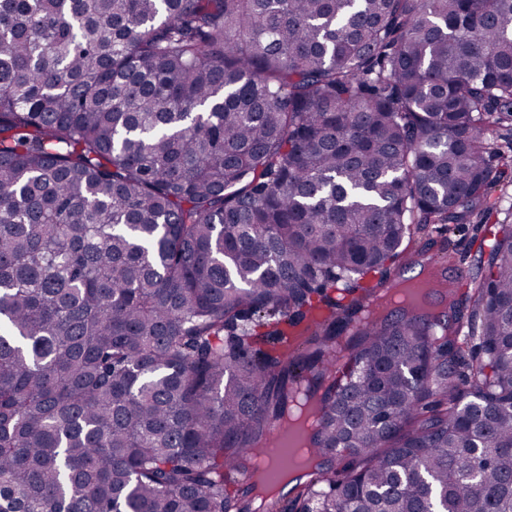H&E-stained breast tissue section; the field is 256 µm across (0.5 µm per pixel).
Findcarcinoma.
I'll return each mask as SVG.
<instances>
[{
    "instance_id": "carcinoma-1",
    "label": "carcinoma",
    "mask_w": 512,
    "mask_h": 512,
    "mask_svg": "<svg viewBox=\"0 0 512 512\" xmlns=\"http://www.w3.org/2000/svg\"><path fill=\"white\" fill-rule=\"evenodd\" d=\"M505 183L512 0H0V512H250L301 379L267 512H512V224L359 317ZM463 224L459 226H451L449 231L440 233L429 232L420 233L417 235L418 245L424 242H432L434 244L426 246V252L424 254L432 257V265H436L440 270H443L445 265L443 264L441 248L445 244L448 247V251L452 252L455 256V260L448 265V269L444 270L448 279L454 281L456 288H460L459 292L463 293L465 283L468 279L472 260L476 254L477 243L474 242L476 235L475 225ZM431 239V241H427ZM420 242V243H419ZM409 303L408 290L403 282H397L383 290L378 301L374 304L375 313L383 311L384 313L394 312L406 308ZM300 399L296 400V409L289 413L288 418L279 422V431L281 437L288 435V430L299 426L303 434L295 440V446L291 448V462L288 467L289 477L300 474V469L310 463H315L314 457L310 453V448L306 436L310 435L317 427V419L311 409V400L308 392L303 390Z\"/></svg>"
}]
</instances>
